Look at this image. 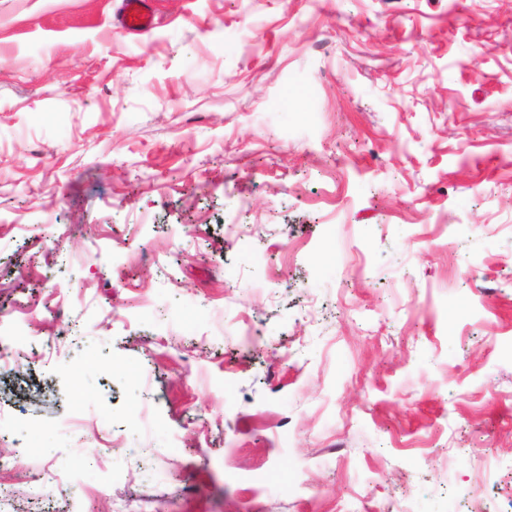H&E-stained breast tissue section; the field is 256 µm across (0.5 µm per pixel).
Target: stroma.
<instances>
[{"label":"stroma","mask_w":512,"mask_h":512,"mask_svg":"<svg viewBox=\"0 0 512 512\" xmlns=\"http://www.w3.org/2000/svg\"><path fill=\"white\" fill-rule=\"evenodd\" d=\"M149 5L0 0L12 512H512V0ZM148 0H122L119 24L126 32H147L154 18L144 10Z\"/></svg>","instance_id":"obj_1"}]
</instances>
